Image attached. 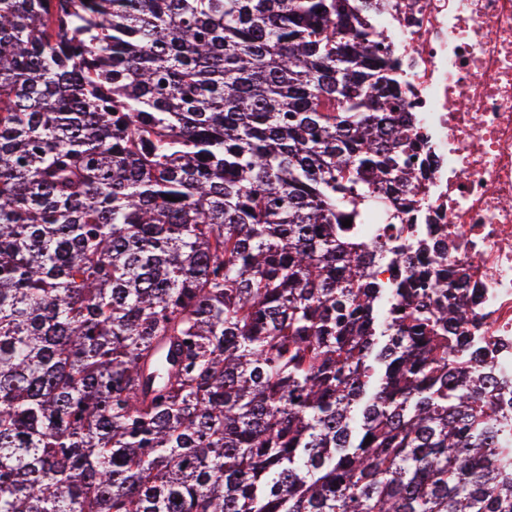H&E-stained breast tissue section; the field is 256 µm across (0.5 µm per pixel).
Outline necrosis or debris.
Listing matches in <instances>:
<instances>
[{"label": "necrosis or debris", "mask_w": 512, "mask_h": 512, "mask_svg": "<svg viewBox=\"0 0 512 512\" xmlns=\"http://www.w3.org/2000/svg\"><path fill=\"white\" fill-rule=\"evenodd\" d=\"M370 22L423 138L404 219L468 271L467 333L512 380V0H386Z\"/></svg>", "instance_id": "1"}]
</instances>
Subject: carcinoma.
<instances>
[{"label":"carcinoma","instance_id":"cac0c4a2","mask_svg":"<svg viewBox=\"0 0 512 512\" xmlns=\"http://www.w3.org/2000/svg\"><path fill=\"white\" fill-rule=\"evenodd\" d=\"M347 2L0 0V512H512Z\"/></svg>","mask_w":512,"mask_h":512}]
</instances>
